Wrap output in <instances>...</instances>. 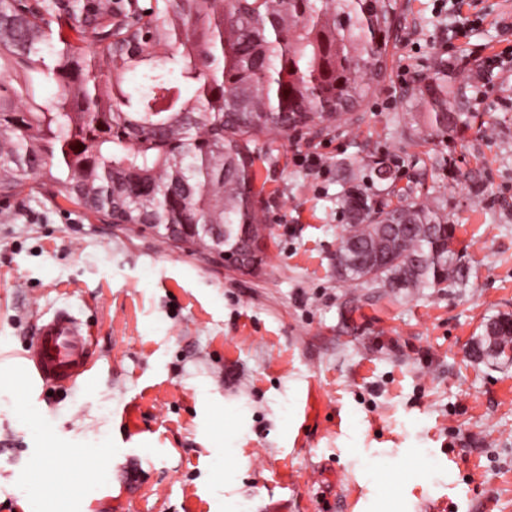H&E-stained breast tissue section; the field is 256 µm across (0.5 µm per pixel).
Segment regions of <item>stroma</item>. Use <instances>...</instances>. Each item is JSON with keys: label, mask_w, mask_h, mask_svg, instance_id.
I'll use <instances>...</instances> for the list:
<instances>
[{"label": "stroma", "mask_w": 512, "mask_h": 512, "mask_svg": "<svg viewBox=\"0 0 512 512\" xmlns=\"http://www.w3.org/2000/svg\"><path fill=\"white\" fill-rule=\"evenodd\" d=\"M397 3L373 94L319 134L273 135L257 162L258 276L113 227L39 178L0 197V375L60 309L96 342L86 381L0 396V512H512V361L472 356L488 320L512 317V70L481 68L512 49V0ZM439 75L465 133L423 124L418 89ZM381 162L447 214L464 283L337 279L339 198L384 202ZM92 445L106 454L89 495L21 493L33 461L56 468L48 449Z\"/></svg>", "instance_id": "1"}]
</instances>
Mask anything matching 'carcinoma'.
<instances>
[{
  "mask_svg": "<svg viewBox=\"0 0 512 512\" xmlns=\"http://www.w3.org/2000/svg\"><path fill=\"white\" fill-rule=\"evenodd\" d=\"M0 0V195L41 175L93 214L138 224L144 214L195 224L186 245L244 251L267 236L258 213L255 159L264 137L288 134L290 116L334 122L370 94L382 74L396 0ZM68 17L87 53L54 38ZM110 79L98 80L96 56ZM52 83L51 104L43 99ZM428 127L448 129L451 91L441 78L419 88ZM336 274L354 284L408 291L462 283L448 247V217L420 202L392 209L351 189ZM473 356L512 358V319L485 326Z\"/></svg>",
  "mask_w": 512,
  "mask_h": 512,
  "instance_id": "1",
  "label": "carcinoma"
}]
</instances>
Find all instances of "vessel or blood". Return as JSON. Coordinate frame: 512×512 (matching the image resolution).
<instances>
[{"label":"vessel or blood","instance_id":"vessel-or-blood-1","mask_svg":"<svg viewBox=\"0 0 512 512\" xmlns=\"http://www.w3.org/2000/svg\"><path fill=\"white\" fill-rule=\"evenodd\" d=\"M92 344L89 325L58 310L41 324L23 355V387L33 395L82 382L92 369Z\"/></svg>","mask_w":512,"mask_h":512}]
</instances>
